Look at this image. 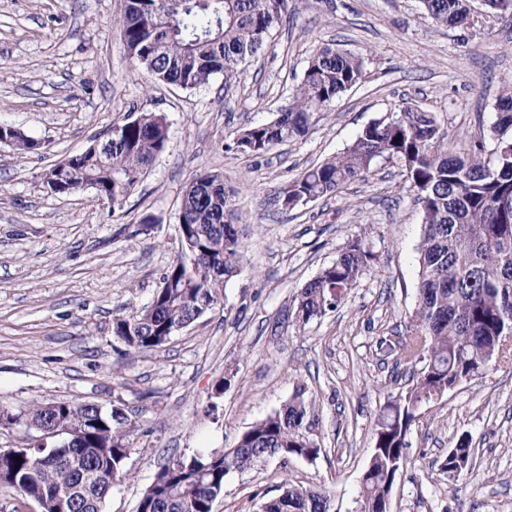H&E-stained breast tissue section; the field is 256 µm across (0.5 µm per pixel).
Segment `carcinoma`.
Wrapping results in <instances>:
<instances>
[{
    "instance_id": "1",
    "label": "carcinoma",
    "mask_w": 512,
    "mask_h": 512,
    "mask_svg": "<svg viewBox=\"0 0 512 512\" xmlns=\"http://www.w3.org/2000/svg\"><path fill=\"white\" fill-rule=\"evenodd\" d=\"M421 3L437 25L470 22V0ZM290 11V0H128L119 26L128 57L152 81L196 90L222 74L228 88ZM364 77L362 57L334 44L317 48L276 117L233 132L236 151L259 158L305 136L314 114ZM114 126L121 127L119 135L51 172L62 188L75 193L92 188L116 210L166 150L168 127L155 112L129 115ZM489 139L461 155L450 153L448 131L435 113L406 106L369 123L343 152L310 166L273 195V205L292 211L340 193L380 161L395 160L421 205L418 307L408 336L380 342V351L420 361L424 368L378 415L356 512H381L388 487L401 476L420 406L457 381L512 358V344L505 345L512 336V86L498 99ZM229 197L218 171L202 173L185 191L180 257L163 274L149 305L113 319V334L127 347L158 350L170 341L174 326L198 319L220 302L224 281L237 275L246 258ZM376 261L362 239L346 242L336 261L301 289L291 321L303 327L335 310ZM312 410L313 400L297 388L235 447L163 466L136 512H213L230 472L249 471L271 456L315 461L324 449L309 436ZM17 418L56 422L67 434L53 453L36 444L0 453V485L35 503L39 512H55L61 500L67 512H103L114 481L128 475L136 420L119 403L98 412L75 401H36ZM472 461L468 440L461 437L438 470L454 479ZM330 507L326 491L285 481L279 493L261 501L259 512H330Z\"/></svg>"
}]
</instances>
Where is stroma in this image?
<instances>
[{
    "mask_svg": "<svg viewBox=\"0 0 512 512\" xmlns=\"http://www.w3.org/2000/svg\"><path fill=\"white\" fill-rule=\"evenodd\" d=\"M124 9L125 0H0V126L44 144L22 158L0 143V408L124 405L139 428L129 475L115 482L104 512H135L163 465L235 447L302 385L322 454L270 457L228 474L214 512H257L285 480L326 489L335 512H354L376 417L415 371L385 358L378 343L407 335L418 303L421 210L395 161L290 212L272 195L406 102L438 116L449 151L487 138L512 83V20L480 14L439 28L419 0H293L234 86L219 74L185 90L132 71L116 23ZM327 43L364 58V83L317 113L305 137L259 158L232 150V131L272 120L310 53ZM134 112L164 115L169 140L121 211L91 188L47 191L46 170ZM211 169L232 191L246 261L220 305L165 347L130 349L114 336L113 318L151 302L181 251L183 194ZM146 215L156 223L138 233ZM355 236L371 244L376 267L321 320L280 323L298 290ZM421 411L390 512H512V361ZM462 436L473 463L450 481L433 462Z\"/></svg>",
    "mask_w": 512,
    "mask_h": 512,
    "instance_id": "1",
    "label": "stroma"
}]
</instances>
